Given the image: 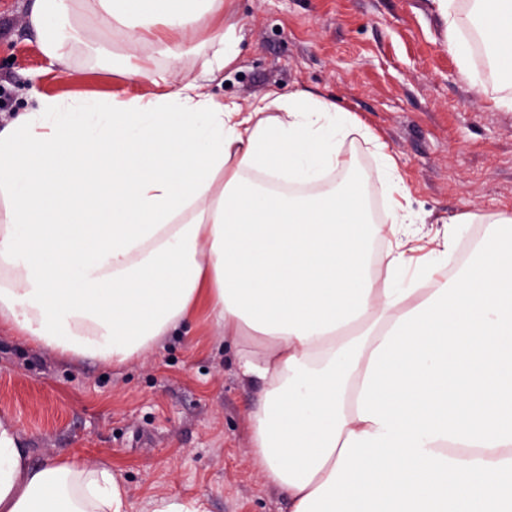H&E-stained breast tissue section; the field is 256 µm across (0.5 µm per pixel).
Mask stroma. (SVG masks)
Segmentation results:
<instances>
[{"label": "stroma", "mask_w": 512, "mask_h": 512, "mask_svg": "<svg viewBox=\"0 0 512 512\" xmlns=\"http://www.w3.org/2000/svg\"><path fill=\"white\" fill-rule=\"evenodd\" d=\"M31 0H0V115L35 94L135 92L94 43L70 71L50 65L24 23ZM238 59L210 84L217 99L305 89L378 134L403 176L420 225L414 258L428 259L442 219L512 213V76L491 79L478 55L462 72L433 0H228ZM210 22L187 33L172 76L204 74ZM263 384L238 373L235 349L206 309L155 348L116 367L64 359L0 333V409L18 448L39 464L76 455L123 474L130 512L153 501H200L206 512H288L254 460L250 412Z\"/></svg>", "instance_id": "stroma-1"}]
</instances>
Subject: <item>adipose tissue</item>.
Here are the masks:
<instances>
[{"mask_svg":"<svg viewBox=\"0 0 512 512\" xmlns=\"http://www.w3.org/2000/svg\"><path fill=\"white\" fill-rule=\"evenodd\" d=\"M512 70V0H470ZM224 0H34L26 24L69 67L80 34L120 57L131 96L41 95L0 126V328L121 365L199 306L264 385L256 463L289 512H512V215L456 276L405 271L421 218L377 135L319 95L217 100L148 66ZM381 153L388 221L362 181L315 195L338 140ZM394 238L385 253L377 240ZM106 464L30 462L0 420V512H128Z\"/></svg>","mask_w":512,"mask_h":512,"instance_id":"1","label":"adipose tissue"}]
</instances>
